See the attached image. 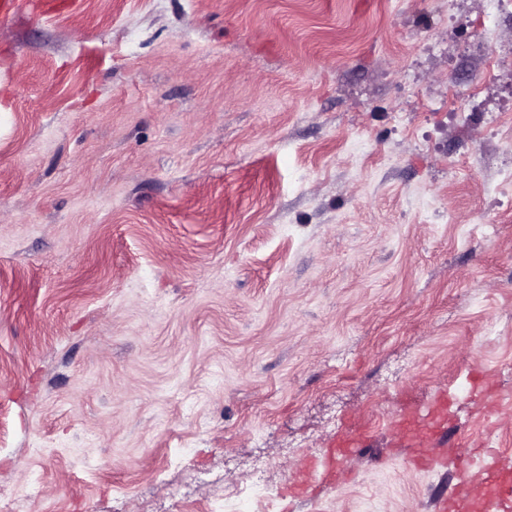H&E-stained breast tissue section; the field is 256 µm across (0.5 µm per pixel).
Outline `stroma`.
I'll list each match as a JSON object with an SVG mask.
<instances>
[{
	"mask_svg": "<svg viewBox=\"0 0 512 512\" xmlns=\"http://www.w3.org/2000/svg\"><path fill=\"white\" fill-rule=\"evenodd\" d=\"M511 169L501 0H13L0 512H434L443 397L512 462Z\"/></svg>",
	"mask_w": 512,
	"mask_h": 512,
	"instance_id": "35a3bbf8",
	"label": "stroma"
}]
</instances>
